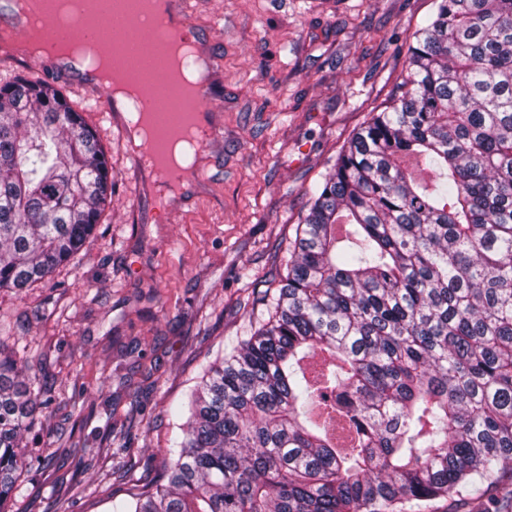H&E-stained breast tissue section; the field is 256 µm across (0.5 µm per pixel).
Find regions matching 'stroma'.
Wrapping results in <instances>:
<instances>
[{
    "label": "stroma",
    "instance_id": "1",
    "mask_svg": "<svg viewBox=\"0 0 512 512\" xmlns=\"http://www.w3.org/2000/svg\"><path fill=\"white\" fill-rule=\"evenodd\" d=\"M433 0H190L200 38L223 60L222 143L205 149L187 189L164 201L150 177L126 179L128 142L80 98L112 167V203L70 262L22 294L0 291L9 348L48 355V410L23 439L29 461L15 512H49L70 480L66 512H112L100 489L126 456L155 468L174 431L168 404L266 312L309 192L406 70ZM103 462L58 458L57 428Z\"/></svg>",
    "mask_w": 512,
    "mask_h": 512
}]
</instances>
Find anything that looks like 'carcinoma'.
I'll use <instances>...</instances> for the list:
<instances>
[{
  "mask_svg": "<svg viewBox=\"0 0 512 512\" xmlns=\"http://www.w3.org/2000/svg\"><path fill=\"white\" fill-rule=\"evenodd\" d=\"M434 6L311 191L268 317L112 512H512V0ZM111 202L80 110L1 82L0 288L68 262ZM47 390L0 351V512Z\"/></svg>",
  "mask_w": 512,
  "mask_h": 512,
  "instance_id": "obj_1",
  "label": "carcinoma"
}]
</instances>
